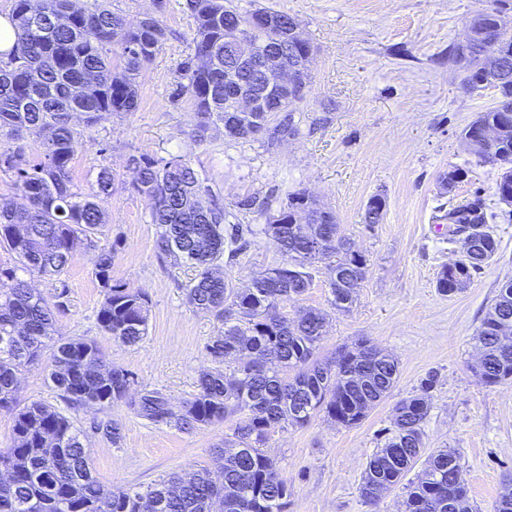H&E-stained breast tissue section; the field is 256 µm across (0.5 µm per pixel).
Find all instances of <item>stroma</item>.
Returning <instances> with one entry per match:
<instances>
[{
  "label": "stroma",
  "instance_id": "35a3bbf8",
  "mask_svg": "<svg viewBox=\"0 0 512 512\" xmlns=\"http://www.w3.org/2000/svg\"><path fill=\"white\" fill-rule=\"evenodd\" d=\"M110 3L130 23L156 17L166 37L138 78V111L106 114L90 127L74 117L85 145L71 169L85 193L101 169L115 178L101 243L113 249V279L148 295L149 329L134 346L101 330L97 312L104 292L93 273L95 252L80 245L63 275L67 297L64 311L55 315L59 331L94 338L108 362L133 373V395L157 391L180 406L196 393L200 371L214 368L207 345L223 333L224 323L187 303L184 287L193 268L156 255L157 227L134 188L132 158L188 160L219 196L227 223L250 225L248 246L221 266L238 288L251 273L282 262L264 228L289 194L307 191L335 212L367 256L369 271L350 310L332 308L321 262L310 268L312 285L303 299L280 303L278 310L291 319L309 307L329 313L319 360L333 359L340 347L364 336L397 357L399 375L360 424L343 427L318 415L302 427L272 429L263 450L288 482L287 512H401L402 488L373 506L359 486L395 405L416 394L431 374L437 383L423 425L426 446L455 449L475 512H492L512 485V383L489 386L475 374L474 336L498 283L512 278V214L496 196L498 167L479 161L461 138L478 113L496 104L498 93L464 87L448 49L463 39L474 12L493 0H233L243 12L266 7L296 19L314 50L310 82L293 106L294 136L235 140L219 128L200 143L192 138L196 117L188 99L172 98L195 34L187 0ZM456 166L466 168L468 178L445 193L441 178ZM477 194L500 241L499 257L462 292L439 295L437 275L458 258L460 245L436 226L450 205ZM375 195L384 197L386 215L369 229L364 212ZM250 196L259 207L240 208ZM17 396L23 403L43 401L70 418L85 437L99 482L142 491L175 471L215 469L211 450L235 428L231 420L189 432L153 424L126 400L108 410L73 409L41 365L20 374ZM108 422L118 425L119 442L99 432Z\"/></svg>",
  "mask_w": 512,
  "mask_h": 512
}]
</instances>
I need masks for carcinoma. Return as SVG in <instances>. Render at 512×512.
<instances>
[{
    "label": "carcinoma",
    "instance_id": "cac0c4a2",
    "mask_svg": "<svg viewBox=\"0 0 512 512\" xmlns=\"http://www.w3.org/2000/svg\"><path fill=\"white\" fill-rule=\"evenodd\" d=\"M188 5L196 29L173 97L188 96L198 118L197 140L219 125L229 138H250L251 124L235 116L224 97V21H245L250 13L224 0H189ZM275 15L283 18L277 36L285 63L293 69L295 20L280 11ZM31 16L43 18L44 27L31 26ZM471 20L474 35L463 81L471 87L485 82L499 99L462 138L477 158L500 168L496 194L501 199L512 191V34L491 7L475 11ZM11 21L19 40L10 59L0 60V137H38L45 161L28 166L17 152L0 147V171L12 175L25 199L22 206L0 203V247L16 259L13 266L0 264V410L13 414V443L0 451V469L12 470L9 480L0 481V512H286L288 481L261 450L270 431L278 425L303 426L320 414L338 425L355 426L391 392L399 367L395 357L367 339L341 348L332 361H320L315 354L327 314L308 308L294 321L280 315L277 306L300 300L312 283L308 268L322 261L332 305L348 308L367 277V257L352 248L332 212L308 201V193L296 192L265 228L283 262L251 274L246 287L235 288L219 271L224 246L246 248L253 230L241 224L224 227V207L202 204L209 188L188 161L178 157L171 168L169 160L132 158L138 169L136 190L157 225L156 252L196 268L185 285L186 300L196 311L222 318L224 306L232 307L235 322L224 323V333L214 337L207 351L217 363L237 362L229 377L219 369L201 371L197 393L177 408L160 393L148 392L134 410L152 423H173L183 430L236 415L240 420L234 438L214 449L223 472L219 483L202 469L188 478L163 480L143 493L102 485L92 474L83 435L69 417L40 401L18 403L17 375L49 349V379L69 406L109 409L131 393L132 374L108 363L95 340L55 338V313L64 310L67 293L60 275L79 242L97 249L102 331L133 346L147 336L149 320L146 294L113 282L112 247H98L114 176L103 169L90 192L74 188L71 161L80 133L71 118L79 113L92 126L104 113L137 111L138 76L162 46L165 30L151 16L131 25L107 6L92 10L82 0H13ZM110 44L120 49L119 70L106 55ZM202 54L208 64L198 66L195 60ZM485 129L496 132L489 143L480 138ZM443 219L453 225L460 248L477 258L499 254L480 197L449 209ZM317 239L321 247L313 251L310 244ZM481 269L472 266L462 280L456 267L444 266L436 281L438 293L462 291ZM20 271L53 278V292L45 296L31 288L19 278ZM475 348V369L486 384L512 382V278L499 284L477 328ZM435 383V376L426 377L419 393L396 406L392 428L364 470L359 491L366 502L375 504L402 485L407 489L403 512H436L444 502L450 512H472L456 452L425 453L423 424ZM421 459L423 468L403 484Z\"/></svg>",
    "mask_w": 512,
    "mask_h": 512
}]
</instances>
